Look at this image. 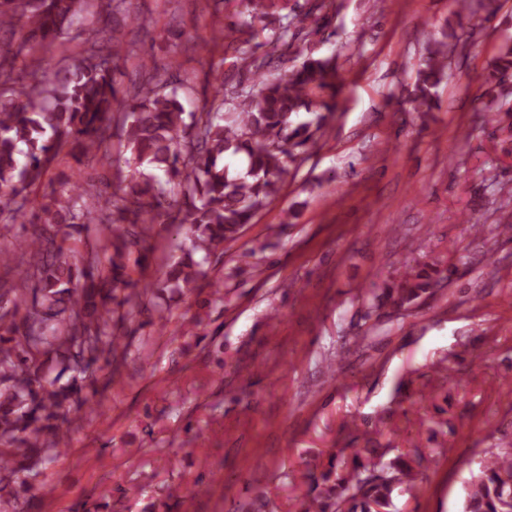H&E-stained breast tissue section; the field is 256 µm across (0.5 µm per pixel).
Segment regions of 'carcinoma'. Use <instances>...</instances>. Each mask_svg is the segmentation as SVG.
Segmentation results:
<instances>
[{"instance_id":"carcinoma-1","label":"carcinoma","mask_w":512,"mask_h":512,"mask_svg":"<svg viewBox=\"0 0 512 512\" xmlns=\"http://www.w3.org/2000/svg\"><path fill=\"white\" fill-rule=\"evenodd\" d=\"M236 19L216 25L211 44L222 49L217 86L197 111L180 95L189 77L161 78L141 60L131 92L117 82L124 47L112 19L126 14L139 26L153 20L129 14L127 0H0V32L14 43L0 50V223L15 224L32 207L41 212L31 236L0 249V266L14 255L20 283L0 287V454L11 476L28 472L50 449L66 445L59 422L89 401L98 372L112 365L120 329L139 307L127 258L142 248L152 224L176 210L189 245L163 278L144 289L188 290L204 276L203 261L234 240L278 196L290 165L303 159L335 118L342 78L336 55L315 54L334 0H240ZM458 13L491 14L496 0H463ZM75 42L60 58L53 49ZM453 47L448 29L431 39L408 102L434 110L436 89ZM124 158L127 182L102 194L65 181L33 202L39 184L61 156L81 164L89 155L112 164ZM175 185L179 198L168 196ZM93 245L80 253L71 240ZM199 252L203 259H195ZM438 263L408 267L399 278L359 289L370 318L384 306L407 310L433 295ZM60 358L71 379L57 385L47 361ZM372 448L329 455L328 468L308 469L299 512H398L393 494L422 482L433 463L419 452L410 462L373 461ZM464 512H512V448H488L470 473Z\"/></svg>"}]
</instances>
